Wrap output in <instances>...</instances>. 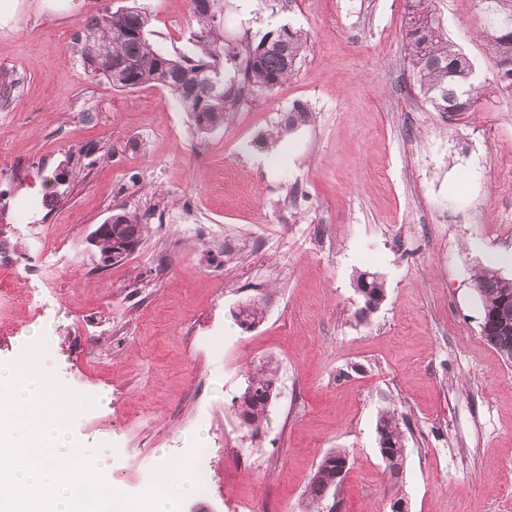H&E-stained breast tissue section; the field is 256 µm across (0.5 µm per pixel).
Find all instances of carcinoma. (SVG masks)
Here are the masks:
<instances>
[{"mask_svg": "<svg viewBox=\"0 0 512 512\" xmlns=\"http://www.w3.org/2000/svg\"><path fill=\"white\" fill-rule=\"evenodd\" d=\"M481 4L479 35L495 66L493 81L477 80L475 67L444 32L434 0H405L402 37L419 93L435 112L457 116L479 111L483 101L512 99V0H478ZM193 28L188 49L172 55L148 37L152 15L133 6L129 13L105 11L88 19L83 28V55L89 72L113 87L134 90L160 85L193 119L198 131L211 133L239 109L241 102L278 87L297 70L306 47L300 30L271 29L258 40L249 35L235 43L224 42L214 15L191 12ZM125 64L124 75L112 78L110 64ZM113 231L144 239L147 225L135 213L114 214ZM361 296L357 316L374 313L371 302L385 289L382 281L369 280ZM473 286L482 304L481 335L506 361L512 363V324L501 325L498 316L504 303L512 304V278L484 267L473 275ZM266 316L263 299L240 305L237 324H260ZM279 365L269 359L249 376L258 394L243 389L237 409L241 424L259 433L267 422L269 391H277ZM407 420L395 411L379 415L376 431L383 444L379 454L392 479L402 474L406 454ZM348 461L341 448L329 449L319 460L307 487L308 508L321 512L330 490H339L340 467Z\"/></svg>", "mask_w": 512, "mask_h": 512, "instance_id": "carcinoma-1", "label": "carcinoma"}]
</instances>
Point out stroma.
I'll return each mask as SVG.
<instances>
[{
    "label": "stroma",
    "instance_id": "stroma-1",
    "mask_svg": "<svg viewBox=\"0 0 512 512\" xmlns=\"http://www.w3.org/2000/svg\"><path fill=\"white\" fill-rule=\"evenodd\" d=\"M151 40L187 47L189 0H140ZM129 0H0V362L30 338L96 406L72 436L103 478L141 495L163 461L213 449V481L184 512H306L318 461L346 449L336 512H512V363L480 334L472 275L512 278V100L449 120L418 94L404 0H243L228 34L281 25L307 38L295 75L212 133L160 86L91 76L85 19ZM480 79L477 0H435ZM307 122L289 125L295 106ZM66 182H58L60 171ZM32 199L37 228L5 202ZM144 214L127 260L102 265L86 238L112 214ZM386 299L358 320L356 272ZM266 299L242 330L233 311ZM280 385L259 435L234 399L260 361ZM410 421L403 476L378 452L377 419Z\"/></svg>",
    "mask_w": 512,
    "mask_h": 512
}]
</instances>
